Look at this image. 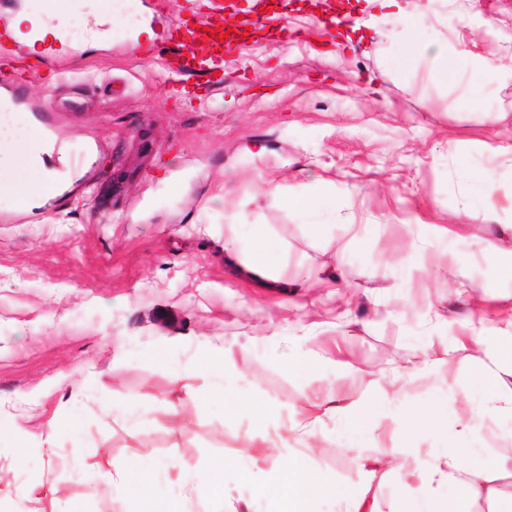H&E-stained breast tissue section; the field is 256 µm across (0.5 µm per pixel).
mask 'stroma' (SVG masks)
I'll use <instances>...</instances> for the list:
<instances>
[{
	"label": "stroma",
	"mask_w": 512,
	"mask_h": 512,
	"mask_svg": "<svg viewBox=\"0 0 512 512\" xmlns=\"http://www.w3.org/2000/svg\"><path fill=\"white\" fill-rule=\"evenodd\" d=\"M103 45L64 19L54 49L0 48V79L24 74L22 101L44 129L56 192L23 206L0 195V496L33 487L26 512H136L101 477L113 463L153 467L156 499L200 461L251 471L274 462L266 439L292 440L328 387L398 416L438 406L448 428L422 438L441 453L450 430L512 395V345L483 320L512 314V0H450L423 39L448 43L450 66L408 57L395 17L350 0L358 26L292 0L277 21L226 53L220 76L164 65L184 0H128ZM155 45L137 58L132 43ZM468 49L503 69L468 94L455 63ZM490 173L492 192L476 176ZM331 187L334 208L291 213L267 195ZM270 238L275 268L257 274L230 234ZM483 287L482 294L472 285ZM483 338L496 385L454 348ZM224 345L223 392L176 424L172 403L199 391L183 368ZM428 350L396 399L378 405L382 373ZM301 356L297 369L288 360ZM239 397L248 409L224 413ZM269 412L256 424L253 407ZM473 420V419H472ZM476 422V421H475ZM391 424L353 448L345 416L325 420L305 463L347 493L363 488L360 452L398 448ZM492 490L473 512H512V413L477 421L465 442Z\"/></svg>",
	"instance_id": "obj_1"
}]
</instances>
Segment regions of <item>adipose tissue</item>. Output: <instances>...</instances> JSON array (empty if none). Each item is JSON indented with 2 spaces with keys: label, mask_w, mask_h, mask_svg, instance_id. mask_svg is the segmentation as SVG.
Segmentation results:
<instances>
[{
  "label": "adipose tissue",
  "mask_w": 512,
  "mask_h": 512,
  "mask_svg": "<svg viewBox=\"0 0 512 512\" xmlns=\"http://www.w3.org/2000/svg\"><path fill=\"white\" fill-rule=\"evenodd\" d=\"M381 9L393 10L400 19L397 40L409 55L428 54L433 59L447 58L448 44L444 41L422 42L416 20L420 15L413 0H378ZM56 11L38 5L19 11L12 19L10 29L15 39L27 41L28 30H39L41 36H56L61 32ZM44 145L34 134L20 136L12 129L0 131V192L13 196L18 202L31 200L34 185H46L47 176L41 155ZM27 161L32 169L30 182L15 180L11 170L17 159ZM393 426L401 429L408 439L400 449H376L374 454L363 457L362 468L367 479H374L379 471L400 470L404 476L397 485L389 512H442L441 492L448 485H456L464 492V500L456 512H472L473 501L479 499L484 488L468 469V448L463 445L471 429V422H464L455 437L457 447L441 455H430L419 445L422 434L437 428L439 412L429 406L393 419ZM107 480L119 486L125 499L131 502H150L156 491L153 469L144 468L130 472L127 465L113 466ZM249 481L256 496L267 499L271 512H306L305 504L312 495L335 496L344 512H375V501L367 491L337 496L335 486L323 481L304 464L299 452L288 455V461L278 464L256 477L229 464L219 466L201 462L196 476L182 478L178 493L166 499L157 512H210L222 504L224 489L232 482Z\"/></svg>",
  "instance_id": "ef3b65f1"
}]
</instances>
